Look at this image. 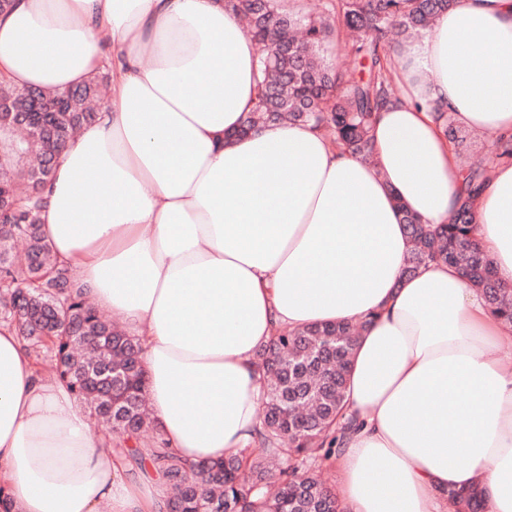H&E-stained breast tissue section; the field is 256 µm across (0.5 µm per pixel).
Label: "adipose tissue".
<instances>
[{
    "mask_svg": "<svg viewBox=\"0 0 512 512\" xmlns=\"http://www.w3.org/2000/svg\"><path fill=\"white\" fill-rule=\"evenodd\" d=\"M260 50L224 0H12L0 84L53 91L110 74L106 104L59 154L41 213L55 259L139 337L152 420L190 463L246 448L257 354L281 330L367 320L351 355L336 460L346 512H454L479 486L512 512V322L459 268L404 273L409 210L447 223L464 192L445 112L512 132V0H453L393 53L403 92L365 162L311 126L239 128ZM473 233L512 287V164ZM65 383L0 328V512H166L161 477L125 481Z\"/></svg>",
    "mask_w": 512,
    "mask_h": 512,
    "instance_id": "ef3b65f1",
    "label": "adipose tissue"
}]
</instances>
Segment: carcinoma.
I'll list each match as a JSON object with an SVG mask.
<instances>
[{
	"label": "carcinoma",
	"mask_w": 512,
	"mask_h": 512,
	"mask_svg": "<svg viewBox=\"0 0 512 512\" xmlns=\"http://www.w3.org/2000/svg\"><path fill=\"white\" fill-rule=\"evenodd\" d=\"M247 18L246 33L262 51L261 92L240 132L270 122L311 123L345 144L358 158H373L371 130L377 112L399 100L388 76V50L396 39L427 29L453 0H326L317 16L284 11L278 0H230ZM364 36L352 52L369 62L356 80L327 66L320 47L333 22ZM108 77L46 92L0 89V326L14 331L40 359L55 360L57 377L82 400L111 435L138 437L152 422L136 338L103 317L54 261L40 227L45 189L62 148L95 119ZM436 121L459 146L446 112ZM466 194L446 224H422L410 212L401 220L412 247L405 272L430 262L460 268L489 306L512 322V288L497 280L491 262L471 235L479 194L489 171L464 167ZM365 323L284 330L260 354L277 366L266 375L265 396L252 455L189 466L160 436L148 450L128 455L168 481L169 512H345L337 493L319 479L315 464L331 459L350 424L342 421L346 372ZM456 512H484L478 487L450 492Z\"/></svg>",
	"instance_id": "carcinoma-1"
}]
</instances>
